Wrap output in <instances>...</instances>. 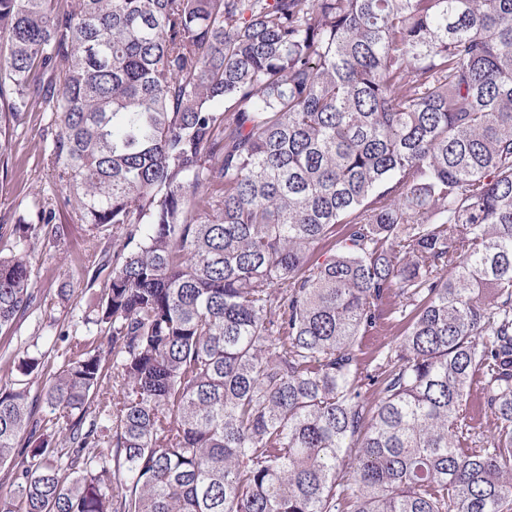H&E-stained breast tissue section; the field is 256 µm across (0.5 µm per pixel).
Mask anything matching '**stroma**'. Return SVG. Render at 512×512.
<instances>
[{
  "mask_svg": "<svg viewBox=\"0 0 512 512\" xmlns=\"http://www.w3.org/2000/svg\"><path fill=\"white\" fill-rule=\"evenodd\" d=\"M55 127L50 113L26 112L12 137L11 148L0 164V225L12 227L35 220L48 210L59 225V236L46 235L31 243L37 301L13 326L9 337L0 336V348H28L56 359L60 335L84 331L83 323L95 299L105 289L106 275H94L100 255L111 252V228H91L62 202V188L49 154ZM68 289L60 297L59 289Z\"/></svg>",
  "mask_w": 512,
  "mask_h": 512,
  "instance_id": "1",
  "label": "stroma"
}]
</instances>
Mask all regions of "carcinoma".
<instances>
[{
	"instance_id": "cac0c4a2",
	"label": "carcinoma",
	"mask_w": 512,
	"mask_h": 512,
	"mask_svg": "<svg viewBox=\"0 0 512 512\" xmlns=\"http://www.w3.org/2000/svg\"><path fill=\"white\" fill-rule=\"evenodd\" d=\"M0 38V158L52 113L121 232L49 412L0 354V512H512V0H0ZM386 318L387 319L384 320V324L381 325L382 327L378 329V332H374L373 335L366 338V347L364 351L368 352L367 357L370 355L369 353H371V351H374L379 347L395 345L396 341L400 337L397 322L393 320L390 314H387Z\"/></svg>"
}]
</instances>
